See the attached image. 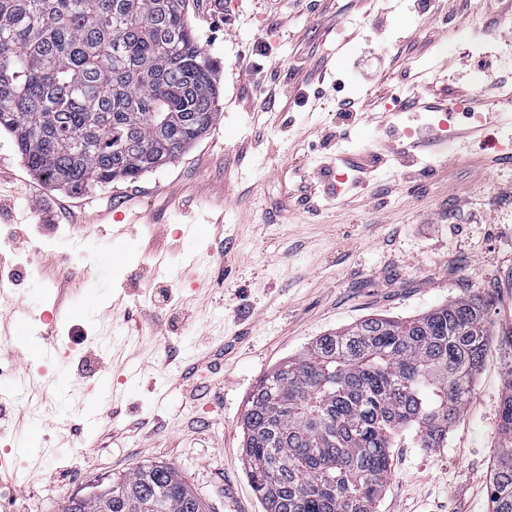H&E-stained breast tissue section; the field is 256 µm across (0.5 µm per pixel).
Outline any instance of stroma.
Here are the masks:
<instances>
[{"mask_svg":"<svg viewBox=\"0 0 512 512\" xmlns=\"http://www.w3.org/2000/svg\"><path fill=\"white\" fill-rule=\"evenodd\" d=\"M420 1L186 0L219 66V118L131 181L51 188L0 134V278L15 281L0 308H27L24 327L0 323V383L58 391L5 408L0 455L27 480L0 484V512H57L160 462L208 512H264L241 429L264 374L365 316L411 318L469 290L489 300L493 336L512 330V61L498 54L512 0H428L427 15ZM368 50L386 65L366 84L353 65ZM340 96L361 117L324 149ZM76 377L116 409L65 436ZM503 385L493 347L446 442L392 449L376 512H487Z\"/></svg>","mask_w":512,"mask_h":512,"instance_id":"1","label":"stroma"}]
</instances>
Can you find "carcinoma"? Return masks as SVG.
<instances>
[{
	"instance_id": "cac0c4a2",
	"label": "carcinoma",
	"mask_w": 512,
	"mask_h": 512,
	"mask_svg": "<svg viewBox=\"0 0 512 512\" xmlns=\"http://www.w3.org/2000/svg\"><path fill=\"white\" fill-rule=\"evenodd\" d=\"M211 59L184 0H0V130L50 187L82 192L175 159L219 116ZM469 291L417 317L371 316L265 374L242 417L243 464L265 512H374L389 449L437 448L489 348ZM490 512H512V332ZM60 512H206L170 464L69 498Z\"/></svg>"
}]
</instances>
